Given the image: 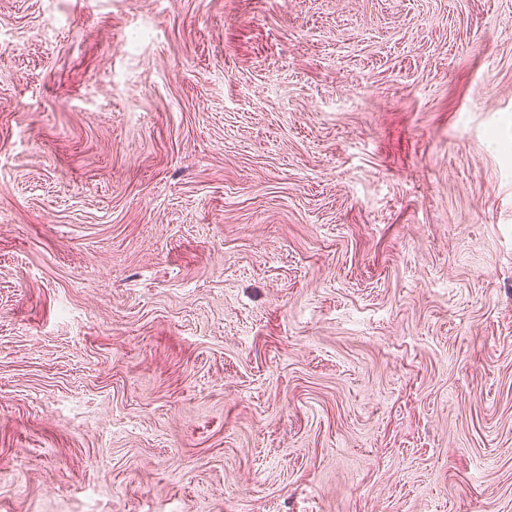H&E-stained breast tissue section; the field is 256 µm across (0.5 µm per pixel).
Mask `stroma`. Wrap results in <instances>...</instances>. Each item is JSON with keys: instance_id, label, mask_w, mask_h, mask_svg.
Instances as JSON below:
<instances>
[{"instance_id": "obj_1", "label": "stroma", "mask_w": 512, "mask_h": 512, "mask_svg": "<svg viewBox=\"0 0 512 512\" xmlns=\"http://www.w3.org/2000/svg\"><path fill=\"white\" fill-rule=\"evenodd\" d=\"M0 512H512V0H0Z\"/></svg>"}]
</instances>
